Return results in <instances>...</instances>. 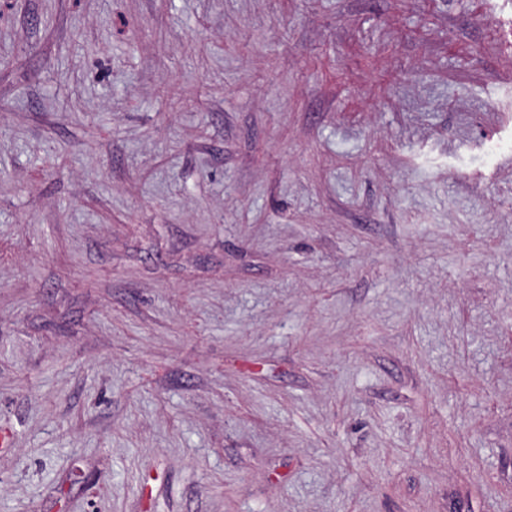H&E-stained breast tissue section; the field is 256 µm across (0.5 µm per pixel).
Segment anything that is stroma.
<instances>
[{
	"instance_id": "35a3bbf8",
	"label": "stroma",
	"mask_w": 512,
	"mask_h": 512,
	"mask_svg": "<svg viewBox=\"0 0 512 512\" xmlns=\"http://www.w3.org/2000/svg\"><path fill=\"white\" fill-rule=\"evenodd\" d=\"M0 512H512V0H0Z\"/></svg>"
}]
</instances>
